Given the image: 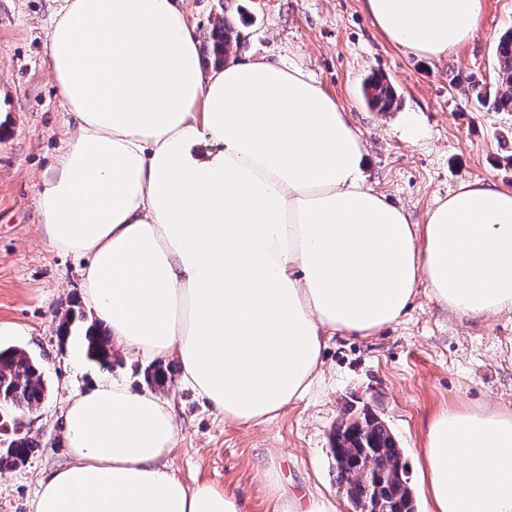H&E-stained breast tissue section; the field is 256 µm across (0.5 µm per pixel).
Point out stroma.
<instances>
[{
    "mask_svg": "<svg viewBox=\"0 0 512 512\" xmlns=\"http://www.w3.org/2000/svg\"><path fill=\"white\" fill-rule=\"evenodd\" d=\"M56 0H0V345L41 359L49 393L28 414L25 429L40 444L28 462L0 470V512H34L39 483L68 463L62 413L74 390L102 377L143 389L147 360L115 350L112 367L81 359L78 340L61 343L58 325L85 310L83 262L52 248L40 233L41 175L71 138L68 115L51 82L46 42ZM197 41L216 19L242 37L234 53L263 56L302 69L349 112L367 152V184L411 223L460 182L491 179L512 187V112H493L468 99L451 77L496 79L495 46L512 29V0H484L476 37L440 60L406 53L374 26L362 0H186ZM387 77L399 109L371 111L364 79ZM413 114L422 134L410 139L402 117ZM323 372L306 396L257 426L225 423L180 381L162 388L177 412L180 440L167 459L185 483L208 481L238 492L250 512H270L264 472L273 470L296 494L321 493L339 512L352 505L336 485L331 434L363 407L376 411L404 451L416 512L427 503L417 461L429 421L453 406L512 410V313L456 317L419 286L406 315L377 336H333Z\"/></svg>",
    "mask_w": 512,
    "mask_h": 512,
    "instance_id": "35a3bbf8",
    "label": "stroma"
}]
</instances>
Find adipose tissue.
Listing matches in <instances>:
<instances>
[{
    "label": "adipose tissue",
    "instance_id": "ef3b65f1",
    "mask_svg": "<svg viewBox=\"0 0 512 512\" xmlns=\"http://www.w3.org/2000/svg\"><path fill=\"white\" fill-rule=\"evenodd\" d=\"M183 0H60L46 53L75 135L43 175L42 232L83 258L94 323L227 423L303 399L327 341L398 323L420 284L460 318L512 313V188L461 184L423 223L366 185L349 112L298 68H203ZM484 0H363L384 37L441 59ZM70 458L35 512H248L166 459L174 406L103 381L70 394ZM427 512H512V410H442L421 454Z\"/></svg>",
    "mask_w": 512,
    "mask_h": 512
}]
</instances>
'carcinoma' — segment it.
Segmentation results:
<instances>
[{
    "label": "carcinoma",
    "instance_id": "1",
    "mask_svg": "<svg viewBox=\"0 0 512 512\" xmlns=\"http://www.w3.org/2000/svg\"><path fill=\"white\" fill-rule=\"evenodd\" d=\"M215 59L224 60L230 49V31L224 24L216 26L210 34ZM499 65L498 79L489 87L480 79L471 78L467 88L477 104L494 112H512V35L503 34L496 47ZM60 341L76 337L81 342L88 359L101 365L112 364L110 336L95 323L88 322L81 311L73 313L62 323ZM173 369L161 362L147 367L144 376L148 384L165 386L171 381ZM47 396V387L39 361L27 351L16 346H0V398L4 401L0 428L11 431L10 446L0 453V469L24 465L38 450L39 445L23 431L25 413L39 407ZM363 427L343 422L336 428L332 454L343 459L336 468V484L346 485V495L355 499L363 494L356 476V453L370 454L380 469L391 471L398 501L406 512H414V501L409 487L407 468L402 462L403 451L398 447L388 427L374 416L363 417Z\"/></svg>",
    "mask_w": 512,
    "mask_h": 512
}]
</instances>
